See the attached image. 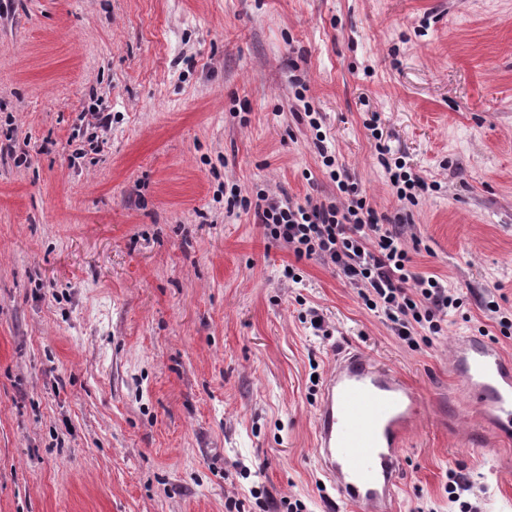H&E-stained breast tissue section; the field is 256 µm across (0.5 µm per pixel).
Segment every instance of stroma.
Masks as SVG:
<instances>
[{
	"mask_svg": "<svg viewBox=\"0 0 512 512\" xmlns=\"http://www.w3.org/2000/svg\"><path fill=\"white\" fill-rule=\"evenodd\" d=\"M311 111L378 213H407L414 271L462 294L431 344L226 214L232 185L335 197ZM498 290L512 311V0H0V512H354L314 448L350 345L426 404L396 512H448L451 468L512 512V436L447 405L457 339L512 360ZM386 153V150H380L382 155L380 162L389 174L390 183L396 189L399 201L404 204L415 205L418 202L417 190L425 189L424 180L417 174L404 170L405 165L399 164L397 161L394 162L395 170H393L389 160L384 157Z\"/></svg>",
	"mask_w": 512,
	"mask_h": 512,
	"instance_id": "35a3bbf8",
	"label": "stroma"
}]
</instances>
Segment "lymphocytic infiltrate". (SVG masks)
I'll return each mask as SVG.
<instances>
[{
	"label": "lymphocytic infiltrate",
	"instance_id": "lymphocytic-infiltrate-1",
	"mask_svg": "<svg viewBox=\"0 0 512 512\" xmlns=\"http://www.w3.org/2000/svg\"><path fill=\"white\" fill-rule=\"evenodd\" d=\"M325 140V134H317L319 154L336 181L334 199L299 204L261 192L250 198L234 187L227 212L254 209L269 239L287 246L296 257L314 256L334 266L366 308L381 316L408 346H416L417 330L440 335L445 316L462 305L460 293L439 276L413 271L404 217L384 223L357 183L335 170Z\"/></svg>",
	"mask_w": 512,
	"mask_h": 512
}]
</instances>
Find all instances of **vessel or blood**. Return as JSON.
I'll use <instances>...</instances> for the list:
<instances>
[{
	"mask_svg": "<svg viewBox=\"0 0 512 512\" xmlns=\"http://www.w3.org/2000/svg\"><path fill=\"white\" fill-rule=\"evenodd\" d=\"M465 398L491 432L512 434V361L488 339L457 347ZM425 409L421 394L359 349L334 352L314 415L315 451L330 487L357 512H394L407 432Z\"/></svg>",
	"mask_w": 512,
	"mask_h": 512,
	"instance_id": "vessel-or-blood-1",
	"label": "vessel or blood"
}]
</instances>
